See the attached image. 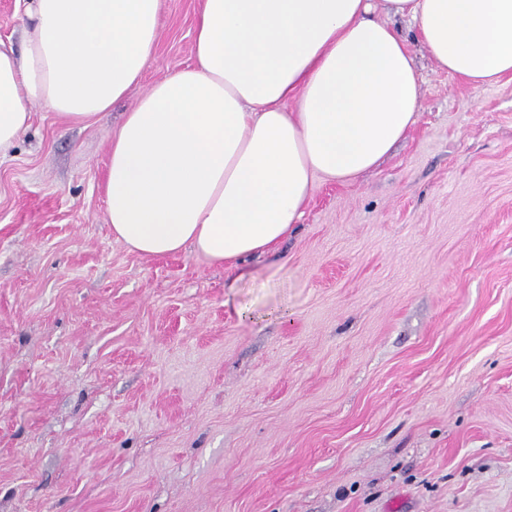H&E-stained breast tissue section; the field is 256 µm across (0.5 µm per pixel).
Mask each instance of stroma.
Instances as JSON below:
<instances>
[{
	"mask_svg": "<svg viewBox=\"0 0 512 512\" xmlns=\"http://www.w3.org/2000/svg\"><path fill=\"white\" fill-rule=\"evenodd\" d=\"M161 0L139 84L0 160V512H512V75L482 88L409 39L417 121L317 178L242 272L115 239L125 112L192 58Z\"/></svg>",
	"mask_w": 512,
	"mask_h": 512,
	"instance_id": "stroma-1",
	"label": "stroma"
}]
</instances>
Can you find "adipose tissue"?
I'll return each mask as SVG.
<instances>
[{
	"label": "adipose tissue",
	"mask_w": 512,
	"mask_h": 512,
	"mask_svg": "<svg viewBox=\"0 0 512 512\" xmlns=\"http://www.w3.org/2000/svg\"><path fill=\"white\" fill-rule=\"evenodd\" d=\"M161 0H31L0 41V156L33 106L80 123L138 84ZM479 88L512 74V0H203L193 61L123 116L106 174L114 237L146 257L192 248L240 268L295 228L315 176L349 181L417 119L395 19Z\"/></svg>",
	"instance_id": "obj_1"
}]
</instances>
